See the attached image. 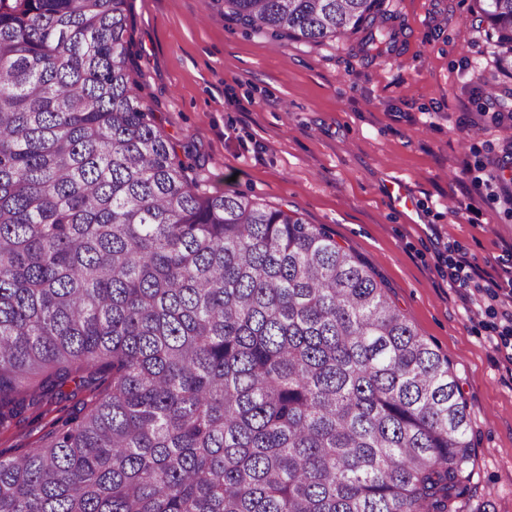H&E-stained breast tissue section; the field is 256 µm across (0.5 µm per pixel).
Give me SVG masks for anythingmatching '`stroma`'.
<instances>
[{
  "mask_svg": "<svg viewBox=\"0 0 512 512\" xmlns=\"http://www.w3.org/2000/svg\"><path fill=\"white\" fill-rule=\"evenodd\" d=\"M130 4L140 95L192 152L201 189L295 211L372 269L447 358L467 407L472 454L453 512H512V335L500 336L499 305L448 283L462 256L487 285L512 269V205L495 178L512 154V76L496 68L472 0H386L398 49L372 61L352 33L274 41L208 0ZM490 81L505 106L490 105ZM394 181L409 208L390 197ZM81 407L16 420L0 453H22Z\"/></svg>",
  "mask_w": 512,
  "mask_h": 512,
  "instance_id": "1",
  "label": "stroma"
}]
</instances>
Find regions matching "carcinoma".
Segmentation results:
<instances>
[{
	"mask_svg": "<svg viewBox=\"0 0 512 512\" xmlns=\"http://www.w3.org/2000/svg\"><path fill=\"white\" fill-rule=\"evenodd\" d=\"M474 2L512 74V0ZM213 3L274 40L398 41L385 0ZM129 9L0 0V431L90 394L0 453V512H451L448 361L326 228L200 190ZM82 402H87V397L79 395L75 399L44 407V409L49 408V411L38 420H34L29 414L25 415L26 418L15 420L12 427L0 435V451L5 456H11L31 448L56 419L67 413L78 411L82 408Z\"/></svg>",
	"mask_w": 512,
	"mask_h": 512,
	"instance_id": "1",
	"label": "carcinoma"
}]
</instances>
